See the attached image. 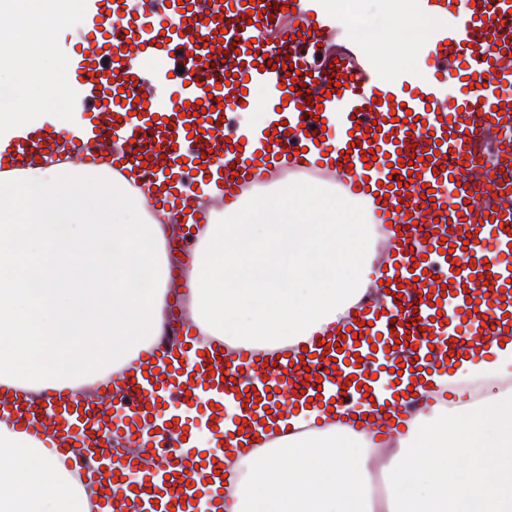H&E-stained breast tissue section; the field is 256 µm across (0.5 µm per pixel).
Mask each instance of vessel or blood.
<instances>
[{"instance_id":"b4317fda","label":"vessel or blood","mask_w":512,"mask_h":512,"mask_svg":"<svg viewBox=\"0 0 512 512\" xmlns=\"http://www.w3.org/2000/svg\"><path fill=\"white\" fill-rule=\"evenodd\" d=\"M421 6L428 13L460 6L467 16L462 28L437 34L440 67L422 82L412 75L386 78L362 48L354 61L314 63L311 53L332 23L312 11L310 0H255L251 8L242 0H105L74 66L77 81L89 90L81 107L86 133L71 142L44 127L0 152V171L20 172L65 143L73 145L72 159L83 160L111 139L123 146L112 157L113 169L138 171V187L153 188L154 200L174 215L204 194L213 173L221 176L225 197L235 199L238 190L279 166L286 149L293 152L291 171H318L328 156L330 171L347 175L349 195L387 197L372 211L396 250L379 274L389 283L382 304H353L335 332L315 333L304 345L282 350L278 361L251 346L220 353L219 343L201 344L187 325L169 345L123 371L121 394L108 385L94 400L77 388L36 400L21 390L0 392V414L53 448L95 489L92 512H199L202 500L208 512H222L227 495L219 454L242 453L263 418L279 417L285 403L322 395L351 412L365 390L384 386L393 397L371 427L393 432L411 400L438 394L430 370L469 361L492 342H512V185L492 177L476 182L466 174L472 146L486 131L512 143V0H421ZM166 25L172 28L167 37L161 34ZM102 32L107 41L99 40ZM281 54L289 56L297 78L271 68ZM141 56L165 60L160 82L169 92L166 104L140 101L146 76L135 60ZM231 73L238 74L241 89L258 83L271 92L267 132L242 133L225 117V105L239 111L252 106L226 86ZM334 73L343 85L335 95L328 88ZM463 75L476 78L477 87L450 96L449 81ZM295 82L306 84L307 93L292 90ZM198 105L209 109L208 120L195 116ZM331 112L343 124H362L334 155L309 135L315 118ZM410 114L419 124H407ZM157 117L158 127L152 124ZM376 121L380 132L364 136ZM370 149L377 159L368 165L363 153ZM409 157L414 165L395 171L416 174L403 205L384 183L394 172L391 163ZM428 187L435 191L430 201L422 197ZM489 211L494 221L486 220ZM483 280L490 294L468 304ZM354 325L362 341L347 337ZM413 359L417 371L393 374L397 363ZM151 364L160 372L154 380L144 375ZM250 389L266 406L242 404L239 392ZM408 390L414 399L405 398ZM181 406L194 419L179 417ZM199 425L223 440V449H201L194 438ZM174 435L179 441L172 447ZM88 454L95 455L94 465H83Z\"/></svg>"}]
</instances>
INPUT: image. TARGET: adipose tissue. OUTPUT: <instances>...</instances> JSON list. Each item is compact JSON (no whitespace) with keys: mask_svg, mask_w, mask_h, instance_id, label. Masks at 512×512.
<instances>
[{"mask_svg":"<svg viewBox=\"0 0 512 512\" xmlns=\"http://www.w3.org/2000/svg\"><path fill=\"white\" fill-rule=\"evenodd\" d=\"M357 37L389 77L418 71L447 29L419 0H354ZM370 220L321 182H276L211 210L196 225L188 309L203 340L270 352L335 331L374 275ZM163 213L113 174L112 160L38 164L0 177V384L44 394L132 365L164 322L171 267ZM466 367L488 390L458 413L411 419L387 470L367 490L368 444L342 420L308 431L322 408L290 414L292 431L238 456L226 512H512V343ZM91 494L52 449L0 419V512H86Z\"/></svg>","mask_w":512,"mask_h":512,"instance_id":"ef3b65f1","label":"adipose tissue"}]
</instances>
